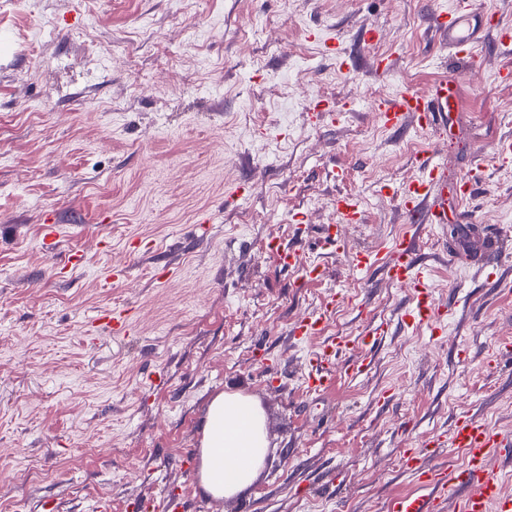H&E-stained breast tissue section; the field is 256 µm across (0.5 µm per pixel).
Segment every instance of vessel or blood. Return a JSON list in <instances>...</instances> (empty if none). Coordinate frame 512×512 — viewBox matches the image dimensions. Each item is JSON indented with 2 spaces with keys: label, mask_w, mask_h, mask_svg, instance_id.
<instances>
[{
  "label": "vessel or blood",
  "mask_w": 512,
  "mask_h": 512,
  "mask_svg": "<svg viewBox=\"0 0 512 512\" xmlns=\"http://www.w3.org/2000/svg\"><path fill=\"white\" fill-rule=\"evenodd\" d=\"M434 27L446 57L472 65L481 63L484 44L480 35L489 28L495 31L497 47L512 52V27L495 25L492 15L475 9L471 0H456L452 11L437 13ZM457 107L456 87L442 81L428 93L406 89L391 95L380 102L378 110L387 129L398 130L411 122L439 137L446 129L449 113ZM414 163L419 176L404 187L400 197L409 221L445 224L462 220V212L449 210L447 204L436 208L428 205L433 195L446 188L443 165L427 154L415 156ZM361 215V203L355 195L338 196L337 221L323 227L324 241L339 244V225L356 223ZM272 246L283 267H302L305 277L310 280L321 277L319 266H301L297 250L277 240ZM416 258L414 237L403 235L380 249L357 252L354 261L359 269L378 268L388 282L407 288L409 305L402 314L403 320L411 326H425L435 331L439 328L440 308L431 297L422 273L416 269ZM328 319V308H321L298 321L292 333L301 337L322 334ZM349 347L347 337L336 336L314 353L308 374L309 387L316 390L327 387L336 370L337 356ZM448 445L462 451L464 462L461 466L448 469L433 466L423 461L416 449H405L404 469L415 476L419 490L395 499L390 512H512V496L504 494L502 479L491 466L493 459L512 455V434L493 428L478 414L466 412L455 418Z\"/></svg>",
  "instance_id": "b4317fda"
}]
</instances>
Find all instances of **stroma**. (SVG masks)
<instances>
[{"label":"stroma","instance_id":"stroma-1","mask_svg":"<svg viewBox=\"0 0 512 512\" xmlns=\"http://www.w3.org/2000/svg\"><path fill=\"white\" fill-rule=\"evenodd\" d=\"M454 4L0 0V512L103 498L145 512L174 492L188 512H387L417 489L402 449L448 437L455 414L512 432V359L492 358L512 340V161L495 155L512 138V83L496 79L512 53L489 34L480 70L442 65L429 18ZM444 78L465 109L441 140L382 125L381 99ZM430 152L449 183L474 184L455 238L410 225L394 197ZM347 192L363 216L337 253L320 229ZM408 230L435 333L403 325L405 289L352 266ZM273 236L323 277L282 267ZM327 302L325 335H292ZM113 307L132 310L134 337L93 328ZM338 334L372 368L309 392V357ZM226 389L263 406L270 451L252 487L216 501L196 448Z\"/></svg>","mask_w":512,"mask_h":512}]
</instances>
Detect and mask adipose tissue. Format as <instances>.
Wrapping results in <instances>:
<instances>
[{"mask_svg":"<svg viewBox=\"0 0 512 512\" xmlns=\"http://www.w3.org/2000/svg\"><path fill=\"white\" fill-rule=\"evenodd\" d=\"M269 442L266 417L250 395L225 390L208 402L198 441V481L211 498H232L252 485Z\"/></svg>","mask_w":512,"mask_h":512,"instance_id":"1","label":"adipose tissue"}]
</instances>
